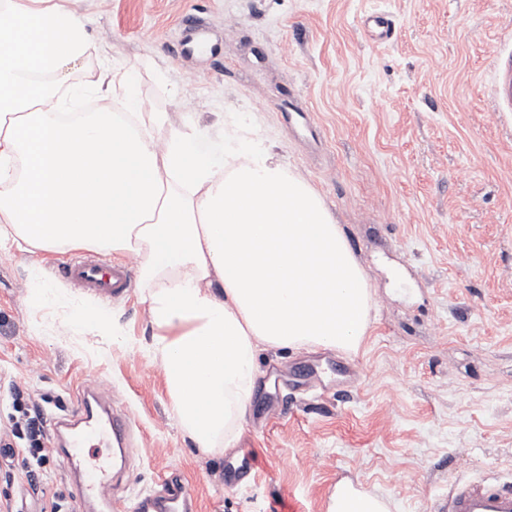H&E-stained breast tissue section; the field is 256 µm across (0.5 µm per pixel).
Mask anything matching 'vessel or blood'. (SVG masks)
<instances>
[{
	"label": "vessel or blood",
	"instance_id": "1",
	"mask_svg": "<svg viewBox=\"0 0 512 512\" xmlns=\"http://www.w3.org/2000/svg\"><path fill=\"white\" fill-rule=\"evenodd\" d=\"M499 103L512 106V61L499 62L495 74ZM64 276L103 301L126 294L130 286V262L107 263L76 256L63 267ZM129 417L115 411L97 390L80 394L76 414L55 420L53 443L60 447L82 494L85 512H193V501L178 477L161 481V490L140 493L125 501L116 481L132 458L134 438ZM100 453L88 457L86 449ZM261 467L260 459L244 452L224 463V485L235 488L250 480ZM437 512H512V487L486 479L454 484Z\"/></svg>",
	"mask_w": 512,
	"mask_h": 512
}]
</instances>
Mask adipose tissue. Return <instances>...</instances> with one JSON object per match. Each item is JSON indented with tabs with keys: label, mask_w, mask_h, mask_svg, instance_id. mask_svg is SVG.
<instances>
[{
	"label": "adipose tissue",
	"mask_w": 512,
	"mask_h": 512,
	"mask_svg": "<svg viewBox=\"0 0 512 512\" xmlns=\"http://www.w3.org/2000/svg\"><path fill=\"white\" fill-rule=\"evenodd\" d=\"M94 42L79 0H0V243L23 254L83 246L135 257L173 413L199 448L232 446L254 393L260 351L357 349L370 322L368 277L315 189L271 145L217 149L194 113L165 137L128 116L79 112L108 96L59 92ZM73 331L112 335V315L63 290L33 294Z\"/></svg>",
	"instance_id": "1"
}]
</instances>
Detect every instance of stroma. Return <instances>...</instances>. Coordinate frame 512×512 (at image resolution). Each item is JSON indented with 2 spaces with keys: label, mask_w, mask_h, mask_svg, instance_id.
I'll return each instance as SVG.
<instances>
[{
  "label": "stroma",
  "mask_w": 512,
  "mask_h": 512,
  "mask_svg": "<svg viewBox=\"0 0 512 512\" xmlns=\"http://www.w3.org/2000/svg\"><path fill=\"white\" fill-rule=\"evenodd\" d=\"M96 52L67 71L92 85L109 64L115 89L153 113H198L206 145L231 134L275 146L287 170L320 194L372 284L357 351L261 352V371L234 449L263 461L228 489L231 450L196 448L173 418L153 341L146 291L133 275L108 309L117 341L78 338L58 312L32 304L45 285L83 301L62 278L71 250L28 256L0 248V396L19 390L45 420L73 414L100 387L132 421L137 443L121 493L157 489L177 474L195 512H328L338 483L388 512H434L451 483L512 484V110L492 93L507 48L512 0H81ZM385 14L375 42L365 16ZM336 359L355 386L293 398L288 416L262 415L274 380ZM0 502L70 509L69 469L51 454L49 480L5 477Z\"/></svg>",
  "instance_id": "obj_1"
}]
</instances>
